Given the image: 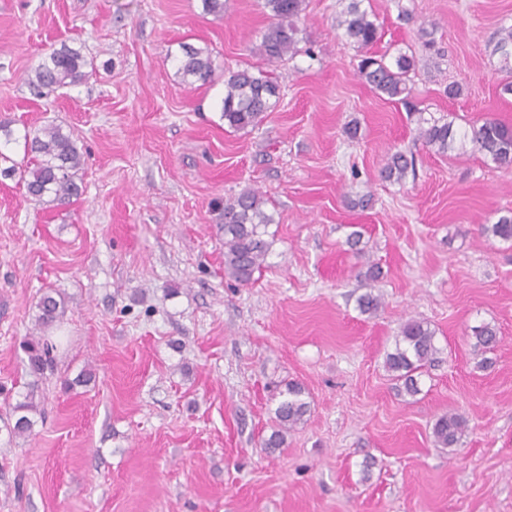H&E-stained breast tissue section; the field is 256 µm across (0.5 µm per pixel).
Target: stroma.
Segmentation results:
<instances>
[{
    "label": "stroma",
    "mask_w": 512,
    "mask_h": 512,
    "mask_svg": "<svg viewBox=\"0 0 512 512\" xmlns=\"http://www.w3.org/2000/svg\"><path fill=\"white\" fill-rule=\"evenodd\" d=\"M341 8L306 0L300 53L270 65L263 0L220 15L202 0H0V152L22 163L25 133L55 125L84 153L67 205L0 176V512H512V242L481 233L512 212V171L417 138L426 119L512 125L494 51L512 0H369L372 54L415 57L404 104L359 77ZM64 44L83 79L38 94L29 74ZM186 44L210 51V83L178 74ZM245 68L273 69L280 99L234 131L224 75ZM396 150L415 159L400 183L381 176ZM249 188L274 222L242 287L224 276L222 224ZM367 262L381 275L366 286ZM368 290L383 297L371 315ZM47 291L64 315L36 377L23 343ZM409 320L439 349L414 396L385 368ZM483 324L499 336L487 369ZM33 383V429L13 434ZM292 383L308 412L266 450ZM451 410L469 428L436 447Z\"/></svg>",
    "instance_id": "35a3bbf8"
}]
</instances>
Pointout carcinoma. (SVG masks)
Masks as SVG:
<instances>
[{
	"label": "carcinoma",
	"instance_id": "1",
	"mask_svg": "<svg viewBox=\"0 0 512 512\" xmlns=\"http://www.w3.org/2000/svg\"><path fill=\"white\" fill-rule=\"evenodd\" d=\"M362 2L364 0H346L344 9L336 17V29L341 31V36L360 50L369 48L380 38L376 18L362 7ZM304 4L305 0H263V8L268 11L271 23L261 33L258 51L268 64L299 52L296 20L301 17ZM497 51L502 67L511 71L512 25L500 29ZM86 65L80 51L63 44L33 70L28 83L50 93L79 82L84 77ZM413 67L414 58L405 53L399 54L392 63L386 62L383 56L365 55L358 71L373 91L391 99L398 97L405 103L410 94L407 81ZM178 73L183 81L191 84L209 83L213 73L211 54L199 48H183ZM273 98H279V83L274 71L242 69L228 72L224 77L222 101L224 124L234 130L260 125L266 113L274 108ZM463 137L469 139L477 151L490 157L497 168L512 171V126L487 118L482 124L472 126L470 132L463 133ZM418 138L435 152L445 154L454 148L456 133L452 123L435 120L418 129ZM24 153L26 164L14 163L0 169V175H19L26 193L36 201L51 196L54 202L63 205L79 195L80 187L75 177L82 164V152L77 142L60 127L45 126L26 133ZM414 169L413 157L395 151L387 156L381 175L399 183ZM263 204V199L250 189L224 202V276L239 285L254 281L255 272L262 269L270 250V242L264 238L262 228L273 223V217L264 211ZM481 233L505 242L512 241V216H502L494 224L481 225ZM357 303L362 313H373L382 305V298L367 292L359 296ZM38 310L37 322L42 335L33 336L24 344L30 372L35 376L43 374L54 363L50 342L43 332L52 328L64 313L61 302L48 292L39 299ZM498 341L497 331L483 326L475 330L474 350L484 354ZM436 353L434 331L422 321L409 320L401 328L394 350L386 354L385 366L413 396L418 392L415 374L432 363ZM37 388L38 385H32L25 400L12 407L13 433L24 435L32 431L34 422L30 413L37 411ZM301 395L299 385L288 386L286 397L275 410L279 429L265 441L264 447H281L285 442L284 431L303 420L308 406L300 399ZM467 429L468 419L464 415L458 412L442 414L432 428L435 445L452 448Z\"/></svg>",
	"mask_w": 512,
	"mask_h": 512
}]
</instances>
